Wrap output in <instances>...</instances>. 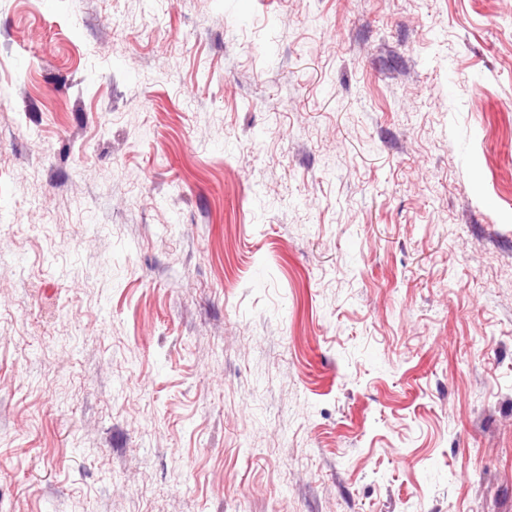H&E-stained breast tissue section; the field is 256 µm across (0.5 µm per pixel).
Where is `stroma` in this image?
<instances>
[{
	"label": "stroma",
	"mask_w": 512,
	"mask_h": 512,
	"mask_svg": "<svg viewBox=\"0 0 512 512\" xmlns=\"http://www.w3.org/2000/svg\"><path fill=\"white\" fill-rule=\"evenodd\" d=\"M0 512H512V0H0Z\"/></svg>",
	"instance_id": "1"
}]
</instances>
